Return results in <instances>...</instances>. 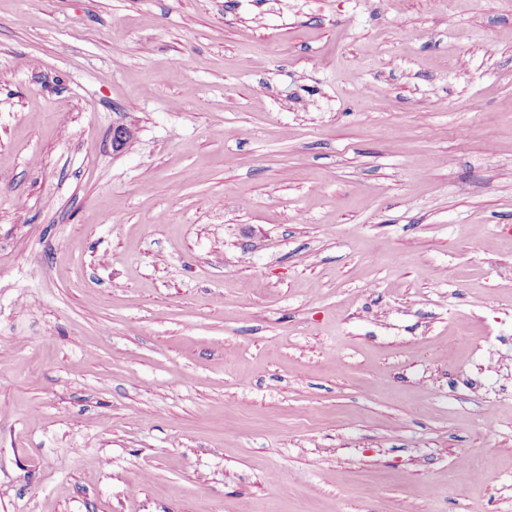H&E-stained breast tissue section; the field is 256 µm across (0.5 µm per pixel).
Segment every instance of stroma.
Returning a JSON list of instances; mask_svg holds the SVG:
<instances>
[{"instance_id":"1","label":"stroma","mask_w":512,"mask_h":512,"mask_svg":"<svg viewBox=\"0 0 512 512\" xmlns=\"http://www.w3.org/2000/svg\"><path fill=\"white\" fill-rule=\"evenodd\" d=\"M0 512H512V0H0Z\"/></svg>"}]
</instances>
